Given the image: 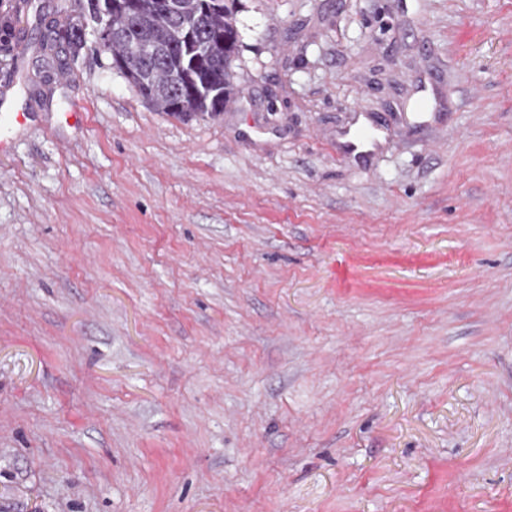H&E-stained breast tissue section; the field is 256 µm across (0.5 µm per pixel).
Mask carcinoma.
<instances>
[{
	"mask_svg": "<svg viewBox=\"0 0 512 512\" xmlns=\"http://www.w3.org/2000/svg\"><path fill=\"white\" fill-rule=\"evenodd\" d=\"M179 4L188 14H204L206 52H198L183 39L168 0H137L132 13L123 0H86L84 9L95 27L112 32V62L153 109L182 121L212 119L217 107L238 96L231 69L240 47L236 0H224V10L211 13L205 11V0H179ZM59 36L75 56L86 45L81 27L70 26ZM137 38L164 47L166 54L156 57L129 50L127 42Z\"/></svg>",
	"mask_w": 512,
	"mask_h": 512,
	"instance_id": "obj_1",
	"label": "carcinoma"
}]
</instances>
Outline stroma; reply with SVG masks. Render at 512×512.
<instances>
[{
  "label": "stroma",
  "mask_w": 512,
  "mask_h": 512,
  "mask_svg": "<svg viewBox=\"0 0 512 512\" xmlns=\"http://www.w3.org/2000/svg\"><path fill=\"white\" fill-rule=\"evenodd\" d=\"M82 14L0 0V512H512V0H237L189 122Z\"/></svg>",
  "instance_id": "obj_1"
}]
</instances>
